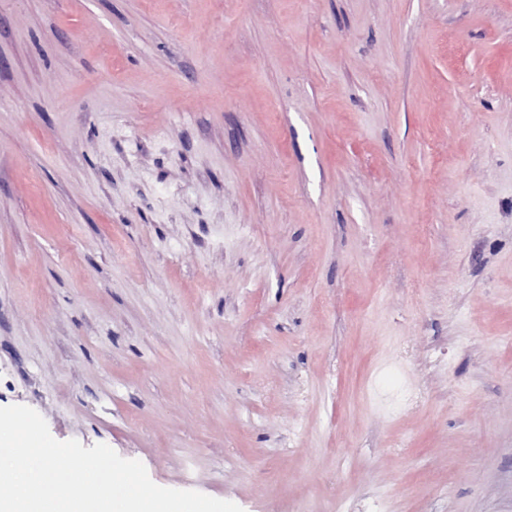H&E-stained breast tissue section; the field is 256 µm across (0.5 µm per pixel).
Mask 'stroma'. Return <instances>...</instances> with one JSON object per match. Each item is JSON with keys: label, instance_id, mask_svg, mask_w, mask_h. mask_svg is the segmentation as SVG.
<instances>
[{"label": "stroma", "instance_id": "1", "mask_svg": "<svg viewBox=\"0 0 512 512\" xmlns=\"http://www.w3.org/2000/svg\"><path fill=\"white\" fill-rule=\"evenodd\" d=\"M13 404L243 512H512V0H0Z\"/></svg>", "mask_w": 512, "mask_h": 512}]
</instances>
